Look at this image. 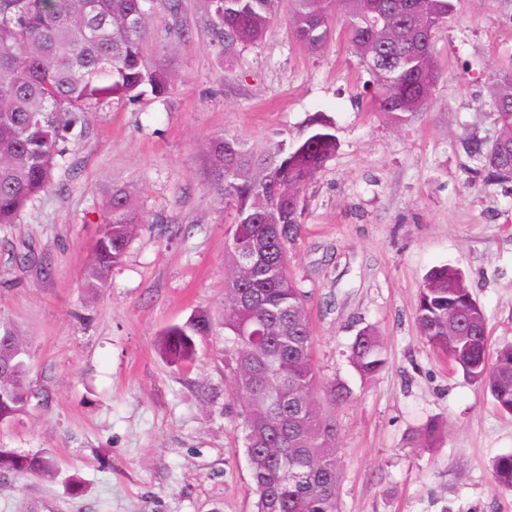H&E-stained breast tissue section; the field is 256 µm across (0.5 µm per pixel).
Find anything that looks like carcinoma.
I'll list each match as a JSON object with an SVG mask.
<instances>
[{"mask_svg": "<svg viewBox=\"0 0 512 512\" xmlns=\"http://www.w3.org/2000/svg\"><path fill=\"white\" fill-rule=\"evenodd\" d=\"M149 0H0V232L7 233L54 183L68 139L89 114L114 99L145 92L165 99L174 78L149 62ZM227 46L260 40L281 10L293 38L318 52L342 34L375 77V111L403 125L422 114L439 77L437 33L458 0H215ZM483 105L497 126L491 140L469 136L467 156L483 183L512 187V68L491 76ZM338 148L333 123L312 118L302 137L255 145L230 132L214 139V188L232 211L224 264V362L240 407L250 491L256 512H339L338 427L325 403L346 398L321 383L312 362L306 295L288 270V245L301 232L303 190ZM106 220L93 245L85 286L103 288L144 223L136 190L105 193ZM432 347L486 388L512 414V345L492 348L485 313L464 273L451 263L431 269L415 306ZM205 314L161 334L174 364L196 356L194 337L210 332ZM0 422L33 396L26 385L28 346L0 320ZM349 360L362 376L385 364L382 339L361 329ZM50 456L0 448V476L49 475ZM493 480L512 491V454L497 457Z\"/></svg>", "mask_w": 512, "mask_h": 512, "instance_id": "cac0c4a2", "label": "carcinoma"}]
</instances>
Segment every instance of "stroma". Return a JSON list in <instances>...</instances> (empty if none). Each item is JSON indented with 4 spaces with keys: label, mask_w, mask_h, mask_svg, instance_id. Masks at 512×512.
<instances>
[{
    "label": "stroma",
    "mask_w": 512,
    "mask_h": 512,
    "mask_svg": "<svg viewBox=\"0 0 512 512\" xmlns=\"http://www.w3.org/2000/svg\"><path fill=\"white\" fill-rule=\"evenodd\" d=\"M153 0L149 60L175 78L164 100H113L69 138L52 187L0 232V317L28 341L33 397L0 424V447L58 461L52 476L0 478V512H255L239 408L219 335L188 367L162 331L224 310L232 215L211 189V142L296 139L322 113L339 148L304 191L289 269L306 291L313 360L349 392L339 429L341 512H512L491 464L512 452V415L420 336L426 273L469 279L493 346L512 344V192L486 187L459 142L491 138L489 76L512 65V0H462L437 40L432 103L403 126L372 109L375 78L347 42L312 55L283 21L227 52L213 0ZM188 33L180 43V33ZM132 185L145 216L107 288L84 286L109 184ZM384 367H352L364 326ZM428 421L432 447L416 444Z\"/></svg>",
    "instance_id": "obj_1"
}]
</instances>
